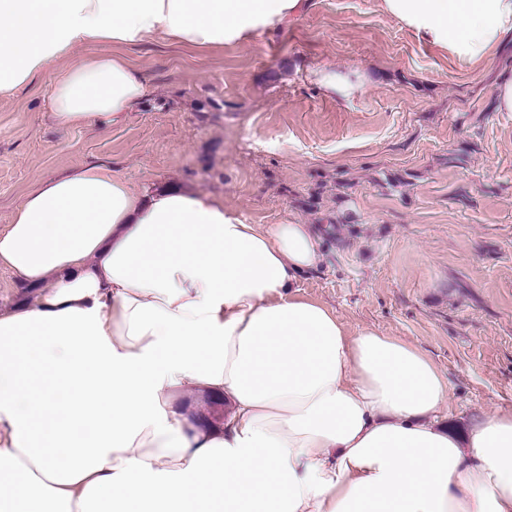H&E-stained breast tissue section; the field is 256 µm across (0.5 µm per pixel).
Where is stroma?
I'll return each instance as SVG.
<instances>
[{
    "mask_svg": "<svg viewBox=\"0 0 512 512\" xmlns=\"http://www.w3.org/2000/svg\"><path fill=\"white\" fill-rule=\"evenodd\" d=\"M380 3L312 0L218 50L127 51L149 92L114 125L57 128L45 78L1 101L0 225L35 183L90 163L248 224L313 225L301 297L421 348L448 379L450 427L512 411V114L495 106L512 40L463 70ZM320 69L355 90L327 93Z\"/></svg>",
    "mask_w": 512,
    "mask_h": 512,
    "instance_id": "35a3bbf8",
    "label": "stroma"
}]
</instances>
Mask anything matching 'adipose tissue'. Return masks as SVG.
<instances>
[{"label": "adipose tissue", "instance_id": "1", "mask_svg": "<svg viewBox=\"0 0 512 512\" xmlns=\"http://www.w3.org/2000/svg\"><path fill=\"white\" fill-rule=\"evenodd\" d=\"M308 6L0 0V100L47 75L57 126L114 124L148 79L86 46L221 48ZM381 6L462 68L512 36V0ZM320 245L101 164L35 184L0 227V266L39 291L0 312V512H512V411L441 423L420 348L294 294ZM192 389L223 424L177 406ZM204 400L205 399L201 398L195 390L188 391L182 398V401L184 403H189L192 408L202 407L204 405ZM205 404L207 406L205 413L208 414L210 418L209 423L214 425L222 423L224 421V410H226L223 399H213L212 397L207 396Z\"/></svg>", "mask_w": 512, "mask_h": 512}]
</instances>
